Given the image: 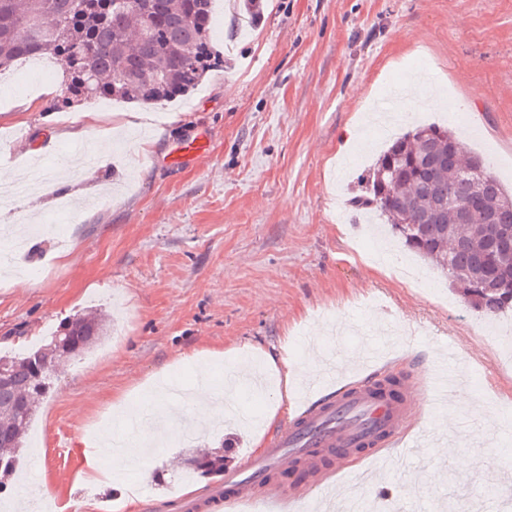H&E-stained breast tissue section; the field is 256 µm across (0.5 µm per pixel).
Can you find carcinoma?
Returning a JSON list of instances; mask_svg holds the SVG:
<instances>
[{
    "instance_id": "carcinoma-1",
    "label": "carcinoma",
    "mask_w": 512,
    "mask_h": 512,
    "mask_svg": "<svg viewBox=\"0 0 512 512\" xmlns=\"http://www.w3.org/2000/svg\"><path fill=\"white\" fill-rule=\"evenodd\" d=\"M212 0H0V71L26 50L67 60L61 104L112 99L168 102L194 91L222 63L212 49ZM466 163L476 180L459 174ZM358 205L386 217L406 247L431 260L486 314L512 310V194L448 128L419 125L368 170ZM108 335L95 316L62 325L26 355H0V486L52 389L57 364ZM200 475L224 472V456L190 461Z\"/></svg>"
}]
</instances>
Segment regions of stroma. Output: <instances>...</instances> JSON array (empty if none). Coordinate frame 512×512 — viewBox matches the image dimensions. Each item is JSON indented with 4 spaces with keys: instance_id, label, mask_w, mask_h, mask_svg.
I'll return each instance as SVG.
<instances>
[{
    "instance_id": "obj_1",
    "label": "stroma",
    "mask_w": 512,
    "mask_h": 512,
    "mask_svg": "<svg viewBox=\"0 0 512 512\" xmlns=\"http://www.w3.org/2000/svg\"><path fill=\"white\" fill-rule=\"evenodd\" d=\"M212 41L223 66L188 98L147 109L92 100L49 110L63 83L57 70L36 80L47 101L39 109L20 67L0 72V168L112 139L111 160L51 172L66 191L22 198L25 220L47 229L20 264L52 273L21 290L0 278V351L38 346L88 312L104 315L110 335L57 368L0 512L33 482L48 490V512H126L133 494L140 512H155L201 493L221 479L184 474L183 457L220 448L237 468L288 419L273 361L295 371L294 399L322 355L348 371L365 350L431 398L413 437L465 420L471 466L458 471L436 447H401L363 487L364 500L399 512H512V484L501 482L512 471V420L478 413L512 402L508 355L484 332L512 331V311L474 313L422 258L414 263L432 295L353 252L372 243L409 255L353 203L361 175L407 116L447 124L512 188V0H264L259 20L244 25L229 0H216ZM448 97L465 107L463 120L442 107ZM89 111L114 121L82 131L76 118ZM194 134L207 136L206 154L171 166V147ZM448 346L465 366L448 387L464 410L434 401L426 383ZM243 363L264 390L245 382L233 398L255 423L228 419L184 446L169 435L146 464L116 470L106 459L108 479L85 482L87 445L111 436L116 405L148 404L175 374L221 375Z\"/></svg>"
}]
</instances>
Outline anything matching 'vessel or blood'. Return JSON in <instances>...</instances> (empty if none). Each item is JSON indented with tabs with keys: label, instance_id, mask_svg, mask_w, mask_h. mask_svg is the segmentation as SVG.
Segmentation results:
<instances>
[{
	"label": "vessel or blood",
	"instance_id": "obj_1",
	"mask_svg": "<svg viewBox=\"0 0 512 512\" xmlns=\"http://www.w3.org/2000/svg\"><path fill=\"white\" fill-rule=\"evenodd\" d=\"M207 148V139L195 135L171 148L170 162L184 166ZM379 371L342 378L324 376L318 387L303 396L293 420L270 442L262 455L247 459L244 467L224 474V482L201 500L183 499V512H226L243 501L264 498L263 488L275 471L302 469L311 484L322 490L332 477H343V457L358 454L367 462V480L378 476L373 465L381 461L377 448L396 446L414 398L410 388L390 393Z\"/></svg>",
	"mask_w": 512,
	"mask_h": 512
}]
</instances>
